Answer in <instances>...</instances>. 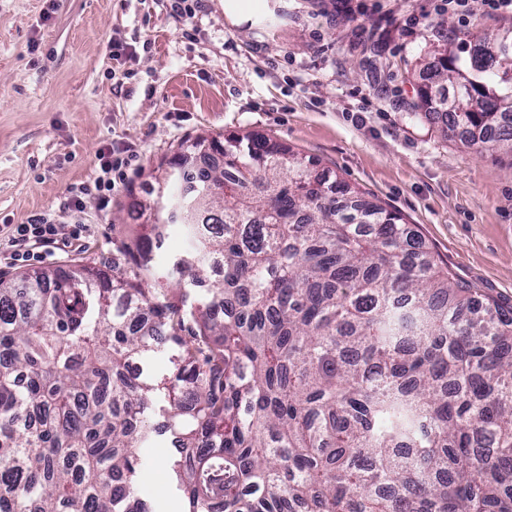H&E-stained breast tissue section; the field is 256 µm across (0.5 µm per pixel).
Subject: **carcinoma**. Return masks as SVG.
I'll return each instance as SVG.
<instances>
[{
  "instance_id": "obj_1",
  "label": "carcinoma",
  "mask_w": 512,
  "mask_h": 512,
  "mask_svg": "<svg viewBox=\"0 0 512 512\" xmlns=\"http://www.w3.org/2000/svg\"><path fill=\"white\" fill-rule=\"evenodd\" d=\"M472 40L417 108L512 152V36ZM212 144L112 275L0 279V512H151L137 448L157 409L188 512H512V310L291 149ZM161 205L187 247L160 274ZM159 343L168 376L146 364Z\"/></svg>"
}]
</instances>
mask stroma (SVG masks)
<instances>
[{"label": "stroma", "instance_id": "stroma-1", "mask_svg": "<svg viewBox=\"0 0 512 512\" xmlns=\"http://www.w3.org/2000/svg\"><path fill=\"white\" fill-rule=\"evenodd\" d=\"M367 2L354 16L345 0H198L179 17L164 0H0V277L124 264L160 164L199 135H250L398 211L454 279L512 304V154L411 114L437 49L512 31V13L408 29L434 0ZM107 147L128 164L105 202L91 187ZM36 215L64 247L13 261L11 227ZM140 456L157 512H185L170 435Z\"/></svg>", "mask_w": 512, "mask_h": 512}]
</instances>
